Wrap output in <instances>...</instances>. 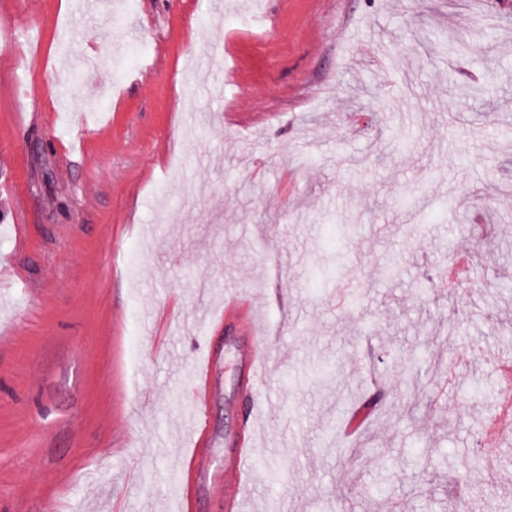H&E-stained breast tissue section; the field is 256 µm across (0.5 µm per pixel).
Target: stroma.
<instances>
[{
	"instance_id": "1",
	"label": "stroma",
	"mask_w": 512,
	"mask_h": 512,
	"mask_svg": "<svg viewBox=\"0 0 512 512\" xmlns=\"http://www.w3.org/2000/svg\"><path fill=\"white\" fill-rule=\"evenodd\" d=\"M4 9L19 46L0 51V512H178L209 358L189 512H224L245 391L222 316L239 291L277 339L242 512L512 508V471L443 466L484 457L501 392L470 340L512 349V0ZM256 12L275 38L242 25ZM451 28L471 53L437 48ZM461 249L469 287H440ZM453 319L465 335H431ZM206 375L205 380L202 384L197 385V381H194L192 386V394H193V406L195 409L196 419L199 421V428L203 432L204 431V412L203 409L206 406L207 396L210 386V375L214 372V362L212 359H207L206 361Z\"/></svg>"
}]
</instances>
